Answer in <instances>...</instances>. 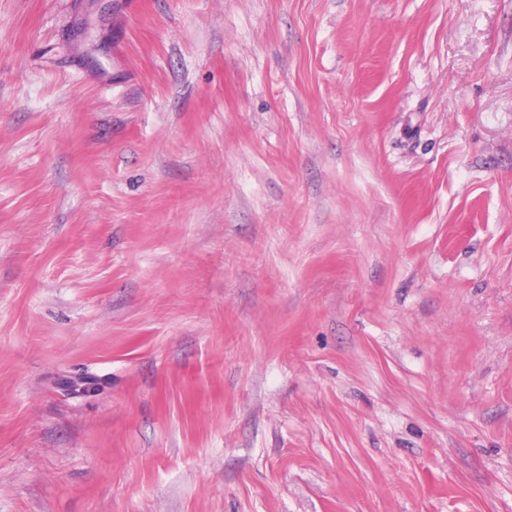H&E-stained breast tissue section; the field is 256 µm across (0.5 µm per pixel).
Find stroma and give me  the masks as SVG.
<instances>
[{
	"instance_id": "1",
	"label": "stroma",
	"mask_w": 512,
	"mask_h": 512,
	"mask_svg": "<svg viewBox=\"0 0 512 512\" xmlns=\"http://www.w3.org/2000/svg\"><path fill=\"white\" fill-rule=\"evenodd\" d=\"M0 512H512V0H0Z\"/></svg>"
}]
</instances>
